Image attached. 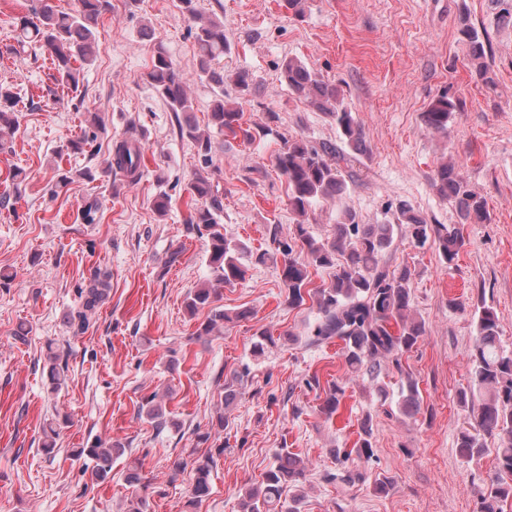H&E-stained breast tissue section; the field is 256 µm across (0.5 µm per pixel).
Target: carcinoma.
<instances>
[{
    "mask_svg": "<svg viewBox=\"0 0 512 512\" xmlns=\"http://www.w3.org/2000/svg\"><path fill=\"white\" fill-rule=\"evenodd\" d=\"M107 3L108 0H78L76 10L59 12L49 0H40L35 8L36 21L21 24L16 41L22 48L31 41L42 43L55 70L53 79L62 86L76 88L81 71L94 61L95 29ZM178 8L196 22L199 75L218 89L211 112L212 125L226 137L251 141L255 138L256 129L244 125L240 103L224 101V72L212 67L214 61L224 56V23L204 19L196 0H178ZM461 34L476 72L487 78L485 34L469 23L463 24ZM281 76L292 93L336 123L343 143L352 152H366L362 128L353 113L344 106L336 87L294 59L283 62ZM230 80L238 89L239 98L243 99L250 93L252 76L249 72L237 71ZM147 81L168 103L180 137L195 145L204 163L212 162L210 136L200 132L192 120L193 107L185 82L160 43L147 72ZM14 102L12 88L1 84L0 150L4 149L7 139L13 137L19 126ZM456 108V102L448 95L439 96L424 112L425 127L433 132L447 133ZM333 158L343 160L345 154L331 144L316 147L296 139L286 140L274 156L275 168L288 183V204L297 216L306 217L319 199L344 192L339 165L331 162ZM112 171L122 173L131 184L141 179V146L138 141L125 139L115 145L104 168L106 173ZM433 185L441 197L456 203L464 221L484 223L488 220L486 199L464 185L454 163H440ZM191 189L202 204L194 209L189 223L209 238V265L215 281L226 286L234 285L245 278L246 270L241 262V247L224 236L223 226L218 221L223 209L222 201L212 195L209 178L202 174L197 175ZM402 225L406 226L414 243L424 245L432 242L449 265L464 246L459 228L429 224L405 203L397 207L395 224H361L352 210L345 209L336 221L333 238L327 242L316 240L302 221L288 230L285 237L275 236L273 241L282 256L281 282L287 293L288 306H302L307 296L316 302L318 320L310 343L319 345L334 339L340 341L344 362L355 376L366 374L374 380L379 376L381 362L391 364L403 379L402 390L406 391L400 410L416 415L421 411L422 402L416 382L404 369L403 357L424 335L425 324L413 313L411 271L407 268L391 271L380 264L382 254L392 246L395 232ZM310 266L336 268L329 287L308 288ZM110 288L109 272L97 268L88 284L78 289L79 305L66 315V323L73 335H83L88 331L89 315L106 300ZM219 300L218 289L207 283L189 291L186 308L191 314L209 309L198 335L221 332L224 324L247 316L246 310L229 313L216 305ZM470 358L472 385L459 397V404L467 415V426L458 433L457 448L461 457L471 461L485 453L486 439L498 441L495 470L481 490L479 512H499L500 503L512 498V354L500 348L499 318L491 306L484 305L479 310L477 336ZM47 360L51 390L57 392L68 376V354L63 349L51 348ZM248 374L249 367L246 366L243 371L224 377V407L235 402L237 383ZM344 393V386L337 382L329 383L319 407L320 413L327 417L334 415ZM156 398L155 394L146 398L138 412L146 415L160 429L164 427L165 420L155 403ZM68 423L69 415L60 411L45 423L42 443L45 454L54 453L59 430ZM372 437V422L367 417L361 423L359 446L343 454L344 458L354 455L359 461H369L373 456ZM125 452V445L119 441H97L88 448L79 449L77 455L90 460L95 480L104 482L111 475L113 460L124 456ZM215 467L216 460L211 452L190 460L178 458L173 461V476L186 471L191 476L192 497L186 502V507H195L202 497L209 494ZM306 472V464L301 458L282 450L262 480L243 489L242 512H301ZM287 488L292 490V495L285 499L283 493Z\"/></svg>",
    "mask_w": 512,
    "mask_h": 512,
    "instance_id": "1",
    "label": "carcinoma"
}]
</instances>
